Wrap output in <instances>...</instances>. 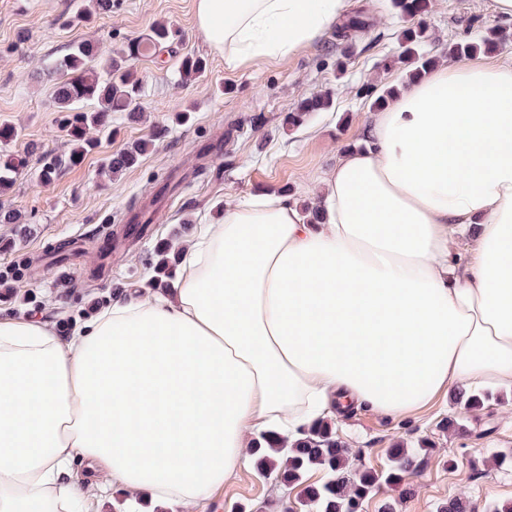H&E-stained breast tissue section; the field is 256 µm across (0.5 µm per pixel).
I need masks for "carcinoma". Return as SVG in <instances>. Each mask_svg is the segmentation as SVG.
Segmentation results:
<instances>
[{
  "label": "carcinoma",
  "mask_w": 512,
  "mask_h": 512,
  "mask_svg": "<svg viewBox=\"0 0 512 512\" xmlns=\"http://www.w3.org/2000/svg\"><path fill=\"white\" fill-rule=\"evenodd\" d=\"M403 15L411 20L425 14L429 0H398ZM175 32L166 24H158L146 39L127 41L110 56L102 58L91 43H79L42 69V73L53 80L54 102L60 112L61 128L69 136V152L58 155L43 152L37 158L38 177L41 182H53L66 166H76L98 147L93 131L109 126V117L114 112H125L131 119L141 118L139 104L141 81L130 71L128 62L160 54L171 48ZM424 29L417 25L405 29L403 50L399 59L410 67L409 75L417 78L430 68L432 59L420 52ZM500 43L491 39L483 42H457L448 48V55L466 59L481 52H491ZM205 63L196 57L183 58L179 75L190 82L202 75ZM393 92V88H380L364 84L358 96L371 100L375 107H382ZM83 100H92L95 106L84 109ZM330 107V97L316 94L305 97L298 107L285 115L284 124L290 129L299 128L314 112ZM155 146L154 136L136 140L113 153L105 162V169L114 175L137 167L141 158ZM36 153L31 149L25 155L0 150V190L13 186L28 168L29 157ZM22 217L13 208L0 204V224L15 225V233L24 235L27 227L21 224ZM176 269L175 247L169 242L160 243L155 251L154 282L163 284L173 278ZM496 395L489 390L462 391L454 395V404L467 412L481 410ZM426 445L410 448L397 443L388 449V463L381 469H354L349 461V449L336 435L326 418H322L294 439L288 440L274 432L261 434L250 448L256 470L272 476L282 485L296 491L295 498L285 506L284 512H362L363 504L382 486H407L416 473L418 459L427 453ZM312 470H320L324 480L307 482Z\"/></svg>",
  "instance_id": "carcinoma-1"
}]
</instances>
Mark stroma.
<instances>
[{
    "mask_svg": "<svg viewBox=\"0 0 512 512\" xmlns=\"http://www.w3.org/2000/svg\"><path fill=\"white\" fill-rule=\"evenodd\" d=\"M91 7V0H0V125L17 128L9 149L18 154L33 144L56 154L69 150L53 85L33 77L51 57L83 41L96 43L105 54L148 35L158 22L179 34L173 53L131 65L143 80L140 122L113 113L112 135L101 136L99 147L80 165L49 184L27 169L0 195V202L19 210L32 227L31 235L21 238L12 225L0 224V238L12 241L11 249L0 251V270L27 264L22 281L0 283V311L40 316L62 335L99 300L149 290L154 247L183 221L195 227L219 223L225 205L258 191L276 194L286 188L296 201L311 199L314 178L335 164L343 145L358 142L360 128L374 114L369 102L357 97V87L403 82L396 59L401 33L410 24L395 0H349L346 14L362 16L363 29L345 36L335 26L288 61L262 60L230 72L223 55L200 37L194 0H113L111 14L82 19V11ZM422 23L423 49L437 63H447L451 43L480 40L494 28L507 41L489 61L512 63V19L496 13L494 0H432ZM23 29L29 38L20 43L16 34ZM185 55L205 59L204 77L180 82L178 66ZM313 92L330 93L331 107L300 128L283 126L284 113ZM183 110L192 119L180 125L176 116ZM149 136L155 146L136 168L114 178L104 172L108 155ZM220 137L226 140L223 156L213 160L206 175L190 176L200 146ZM133 203L153 222L147 233L128 240L122 217ZM451 416L460 418L461 431L443 429ZM332 424L353 462L367 468H382L388 449L398 442L431 447L409 492L382 487L363 512H381L388 501L396 512H436L455 498L469 501L473 512H490L494 504L512 499V466L494 462L497 454L512 451V392L471 414L462 413L446 393L399 419L358 406ZM292 495L250 464L201 512H229L237 503L281 512Z\"/></svg>",
    "mask_w": 512,
    "mask_h": 512,
    "instance_id": "stroma-1",
    "label": "stroma"
}]
</instances>
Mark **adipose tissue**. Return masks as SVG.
<instances>
[{
  "mask_svg": "<svg viewBox=\"0 0 512 512\" xmlns=\"http://www.w3.org/2000/svg\"><path fill=\"white\" fill-rule=\"evenodd\" d=\"M347 7L195 0V17L236 70L287 60ZM362 135L315 180L320 223L255 193L199 226L166 295L114 300L67 338L0 316V512H98L113 487L192 512L251 434L512 391V64L433 68ZM76 458L106 476L97 494Z\"/></svg>",
  "mask_w": 512,
  "mask_h": 512,
  "instance_id": "ef3b65f1",
  "label": "adipose tissue"
}]
</instances>
